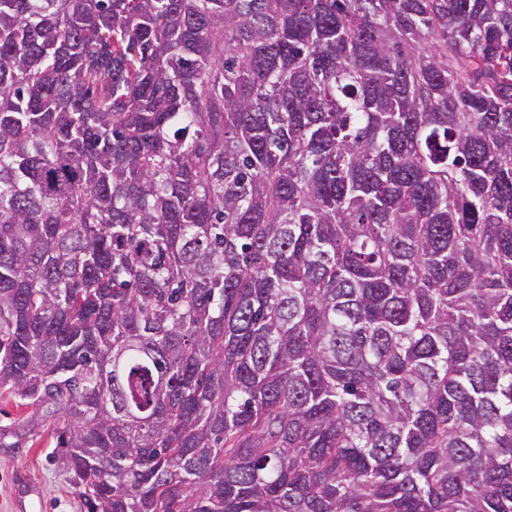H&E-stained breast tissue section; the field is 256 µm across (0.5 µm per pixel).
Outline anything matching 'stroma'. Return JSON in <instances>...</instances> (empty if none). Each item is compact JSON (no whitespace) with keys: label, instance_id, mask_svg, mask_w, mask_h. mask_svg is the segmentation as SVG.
Instances as JSON below:
<instances>
[{"label":"stroma","instance_id":"35a3bbf8","mask_svg":"<svg viewBox=\"0 0 512 512\" xmlns=\"http://www.w3.org/2000/svg\"><path fill=\"white\" fill-rule=\"evenodd\" d=\"M58 425L0 390V512H87L55 457Z\"/></svg>","mask_w":512,"mask_h":512}]
</instances>
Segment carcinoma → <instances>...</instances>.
I'll use <instances>...</instances> for the list:
<instances>
[{
	"mask_svg": "<svg viewBox=\"0 0 512 512\" xmlns=\"http://www.w3.org/2000/svg\"><path fill=\"white\" fill-rule=\"evenodd\" d=\"M88 512H512V0H0V389Z\"/></svg>",
	"mask_w": 512,
	"mask_h": 512,
	"instance_id": "1",
	"label": "carcinoma"
}]
</instances>
